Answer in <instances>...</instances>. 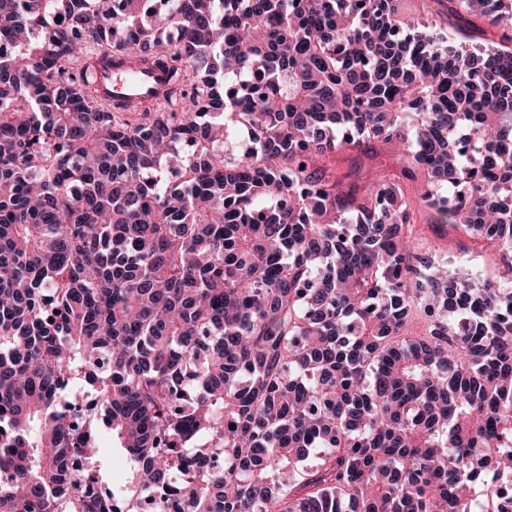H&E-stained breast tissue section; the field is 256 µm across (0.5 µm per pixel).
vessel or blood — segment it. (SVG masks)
<instances>
[{
  "mask_svg": "<svg viewBox=\"0 0 512 512\" xmlns=\"http://www.w3.org/2000/svg\"><path fill=\"white\" fill-rule=\"evenodd\" d=\"M94 64L93 95L107 104L117 98H152L163 101L169 88L166 73L155 67L131 66L125 56L116 51L101 50L91 55Z\"/></svg>",
  "mask_w": 512,
  "mask_h": 512,
  "instance_id": "obj_1",
  "label": "vessel or blood"
}]
</instances>
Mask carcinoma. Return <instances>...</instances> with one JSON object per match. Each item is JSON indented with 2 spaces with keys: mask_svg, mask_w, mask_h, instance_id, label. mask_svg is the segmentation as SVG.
Returning a JSON list of instances; mask_svg holds the SVG:
<instances>
[{
  "mask_svg": "<svg viewBox=\"0 0 512 512\" xmlns=\"http://www.w3.org/2000/svg\"><path fill=\"white\" fill-rule=\"evenodd\" d=\"M398 2L0 0V512H116L101 422L153 512H512V299L414 241L512 263V0ZM91 42L165 101L98 103ZM400 12L406 19L430 18L436 21L442 31L448 27L467 26L468 22L484 27L496 33L495 28L489 26L481 19L467 14H449L447 0H399ZM397 155V148H384L371 143L363 151L330 154L326 164L330 172L345 184L364 190L379 172L397 165ZM416 224L417 250L435 252L446 260L470 266L474 262H481L485 265L487 280L500 283L509 281L511 274H507L499 260L495 261L478 251L476 246L449 224H435L429 211L419 210L416 213Z\"/></svg>",
  "mask_w": 512,
  "mask_h": 512,
  "instance_id": "carcinoma-1",
  "label": "carcinoma"
}]
</instances>
